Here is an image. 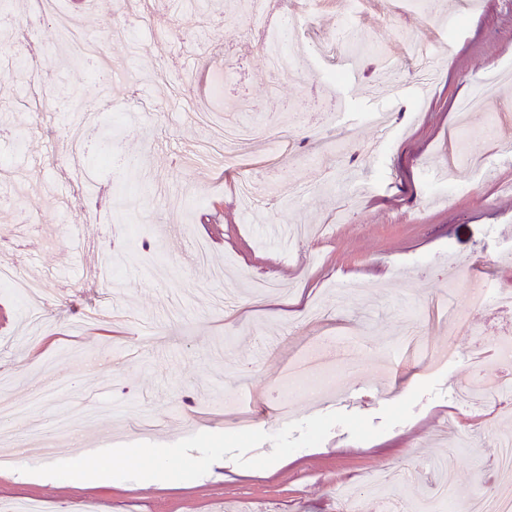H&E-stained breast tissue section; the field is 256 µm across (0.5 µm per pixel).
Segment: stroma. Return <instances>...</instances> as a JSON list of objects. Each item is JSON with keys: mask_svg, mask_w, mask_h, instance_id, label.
Masks as SVG:
<instances>
[{"mask_svg": "<svg viewBox=\"0 0 512 512\" xmlns=\"http://www.w3.org/2000/svg\"><path fill=\"white\" fill-rule=\"evenodd\" d=\"M316 0L307 27L274 16L280 43L308 49L287 79L270 72L266 33L207 0H56L112 68L89 82L87 60L56 68L63 31L32 0H10L12 26L36 27L41 53H0V75L26 61L31 89L0 78V266L44 288L38 323L12 284L0 282V375L20 416L0 420V458L36 467L77 459L87 446L172 444L232 429L246 410L275 432L334 411L380 423L385 404L439 379L413 416L357 441L334 428L319 445L265 469L225 460L194 480H113L71 489L19 484L0 470V508L32 500L47 512L74 502L101 512H214L237 499L256 512H336V493L355 490L361 512H385L369 481L410 471L435 496L444 478L447 512H467L479 494L512 500V471L496 465L497 439L512 417L472 413L455 402L476 373L474 346L512 338V310L473 301L479 275L512 289V83L483 112L462 116L476 83L512 68V0ZM352 22L372 52L353 55L341 87L325 76L335 58L324 39ZM436 50L424 95L413 41ZM77 89L95 121L71 136ZM249 111H214L215 95ZM389 113L385 129L362 113ZM212 123L231 120L254 136L233 164L205 149ZM123 126L102 143L98 130ZM211 123V124H212ZM350 192L336 216V187ZM457 315L449 327V315ZM417 323L429 350L391 365L387 347ZM387 388L386 399L371 395ZM70 434L40 438L59 413Z\"/></svg>", "mask_w": 512, "mask_h": 512, "instance_id": "1", "label": "stroma"}]
</instances>
